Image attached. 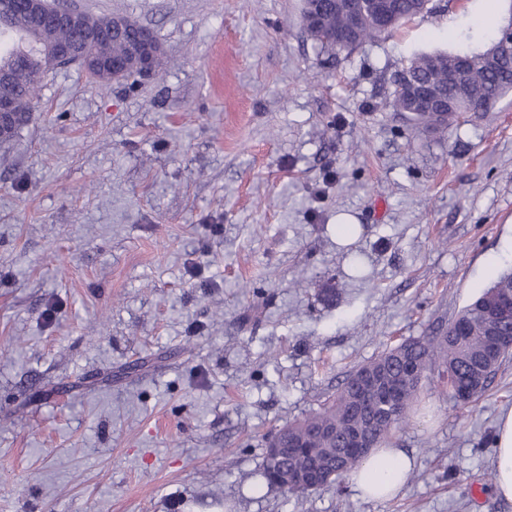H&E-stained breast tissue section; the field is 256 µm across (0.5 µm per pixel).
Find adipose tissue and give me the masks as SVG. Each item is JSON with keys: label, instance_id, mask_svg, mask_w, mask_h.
Wrapping results in <instances>:
<instances>
[{"label": "adipose tissue", "instance_id": "ef3b65f1", "mask_svg": "<svg viewBox=\"0 0 512 512\" xmlns=\"http://www.w3.org/2000/svg\"><path fill=\"white\" fill-rule=\"evenodd\" d=\"M414 459L400 448H376L352 473L351 480L362 498L385 500L404 487ZM495 490L512 501V409L501 414L495 438Z\"/></svg>", "mask_w": 512, "mask_h": 512}]
</instances>
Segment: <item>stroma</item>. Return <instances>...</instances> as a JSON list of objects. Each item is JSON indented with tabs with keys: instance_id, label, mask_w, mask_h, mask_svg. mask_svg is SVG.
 Masks as SVG:
<instances>
[{
	"instance_id": "obj_1",
	"label": "stroma",
	"mask_w": 512,
	"mask_h": 512,
	"mask_svg": "<svg viewBox=\"0 0 512 512\" xmlns=\"http://www.w3.org/2000/svg\"><path fill=\"white\" fill-rule=\"evenodd\" d=\"M70 2L151 28L166 64L53 70L0 142V512H512V361L465 406L422 380L393 499L261 477L279 428L512 268V104L420 134L389 96L414 54L483 50L512 0H432L331 65L302 0ZM495 446L496 494L506 501H512V408L499 418Z\"/></svg>"
}]
</instances>
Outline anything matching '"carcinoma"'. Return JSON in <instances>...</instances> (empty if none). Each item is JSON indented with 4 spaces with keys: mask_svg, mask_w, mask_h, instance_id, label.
Segmentation results:
<instances>
[{
    "mask_svg": "<svg viewBox=\"0 0 512 512\" xmlns=\"http://www.w3.org/2000/svg\"><path fill=\"white\" fill-rule=\"evenodd\" d=\"M431 0H387L390 24L376 26L367 15L350 29L346 14L336 0H303L300 21L303 30L325 60L341 52L351 53L363 45L388 37L399 27L429 10ZM318 13L315 24L305 23L309 12ZM139 28L115 31L112 40L92 42L86 53L103 58H124ZM9 36L10 46L0 47V71L6 73L7 88L25 109L35 108L37 89L52 70L49 50L56 43L77 38L68 27L51 26L35 30L18 11L0 14V39ZM485 52L471 53L473 66L465 74L471 96L457 100L456 85L448 83L445 51L417 54L410 59L416 80L433 85L448 96V116L425 115L415 111L404 86L392 78L391 105L417 131H439L458 121L465 112H487L512 93V52L502 50L493 69L482 66ZM512 303V271L500 276L450 322L438 336L408 339L388 348L380 356L352 371L322 410L288 423L277 431L286 438L288 452L279 460L265 451L261 477L270 488L295 496L342 483L362 456L345 452L352 432L363 421H374L368 442L375 448L387 443L396 429L409 418L410 408L423 375L439 364L450 397L460 404L476 400L495 378L500 367L512 358V347L489 345L486 336L493 327V312ZM324 476L320 482L300 480L306 472Z\"/></svg>",
    "mask_w": 512,
    "mask_h": 512,
    "instance_id": "carcinoma-1",
    "label": "carcinoma"
}]
</instances>
